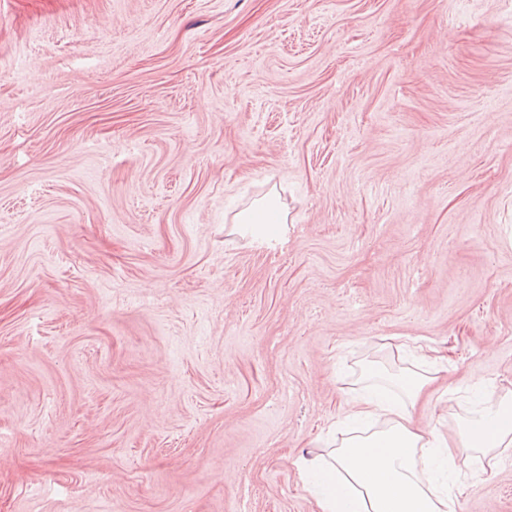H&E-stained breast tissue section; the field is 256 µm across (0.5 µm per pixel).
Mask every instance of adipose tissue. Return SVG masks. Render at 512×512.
Listing matches in <instances>:
<instances>
[{"mask_svg": "<svg viewBox=\"0 0 512 512\" xmlns=\"http://www.w3.org/2000/svg\"><path fill=\"white\" fill-rule=\"evenodd\" d=\"M288 214L273 200L237 213L233 231L253 247L274 250L288 241ZM419 369L403 374L401 394L365 386L336 422L348 429L340 445L299 458L298 469L319 512H455L452 487L424 482L419 469L460 455H489L512 448V399L484 396L452 437L415 421L416 407L446 357L429 345L415 346Z\"/></svg>", "mask_w": 512, "mask_h": 512, "instance_id": "ef3b65f1", "label": "adipose tissue"}]
</instances>
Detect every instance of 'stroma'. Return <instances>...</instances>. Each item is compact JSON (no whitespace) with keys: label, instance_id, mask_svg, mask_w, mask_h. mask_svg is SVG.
Wrapping results in <instances>:
<instances>
[{"label":"stroma","instance_id":"obj_1","mask_svg":"<svg viewBox=\"0 0 512 512\" xmlns=\"http://www.w3.org/2000/svg\"><path fill=\"white\" fill-rule=\"evenodd\" d=\"M414 338L443 433L512 392V0H0V512H316ZM288 213L275 200L255 202L237 213L232 232L256 248L276 250L288 241Z\"/></svg>","mask_w":512,"mask_h":512}]
</instances>
